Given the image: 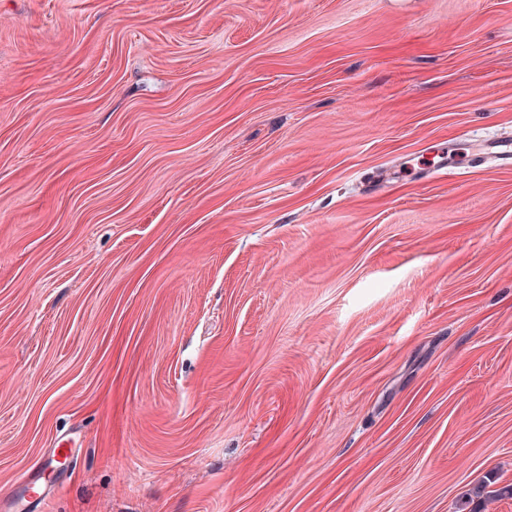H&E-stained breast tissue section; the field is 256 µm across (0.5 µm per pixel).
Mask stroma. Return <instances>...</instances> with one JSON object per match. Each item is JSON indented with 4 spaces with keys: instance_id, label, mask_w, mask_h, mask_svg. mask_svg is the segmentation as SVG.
<instances>
[{
    "instance_id": "obj_1",
    "label": "stroma",
    "mask_w": 512,
    "mask_h": 512,
    "mask_svg": "<svg viewBox=\"0 0 512 512\" xmlns=\"http://www.w3.org/2000/svg\"><path fill=\"white\" fill-rule=\"evenodd\" d=\"M504 134L512 0H0V497L512 512ZM62 459V460H61ZM74 468L78 464L75 448H53L51 455L43 459L39 467L25 480L19 491L13 496L0 499L2 512H41L39 509L56 491L57 485L47 473H54L58 464Z\"/></svg>"
}]
</instances>
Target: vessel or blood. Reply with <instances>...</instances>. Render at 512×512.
I'll use <instances>...</instances> for the list:
<instances>
[{
    "mask_svg": "<svg viewBox=\"0 0 512 512\" xmlns=\"http://www.w3.org/2000/svg\"><path fill=\"white\" fill-rule=\"evenodd\" d=\"M73 468L78 464L74 449L56 448L43 459L39 467L25 480L13 496L0 499V512H39L41 506L56 491L57 486L50 478L59 464Z\"/></svg>",
    "mask_w": 512,
    "mask_h": 512,
    "instance_id": "1",
    "label": "vessel or blood"
}]
</instances>
